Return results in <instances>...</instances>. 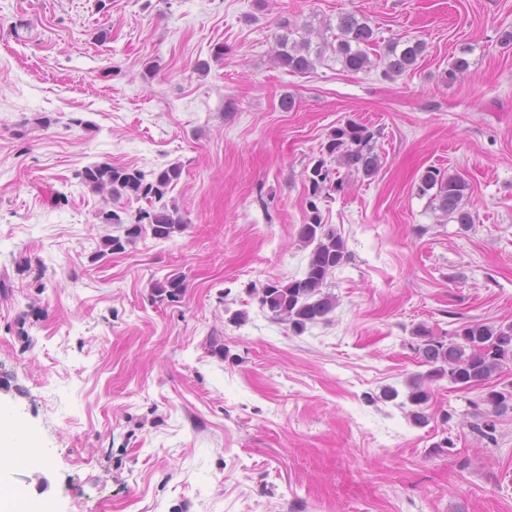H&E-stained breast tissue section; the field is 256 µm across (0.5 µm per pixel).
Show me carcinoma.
I'll use <instances>...</instances> for the list:
<instances>
[{
    "label": "carcinoma",
    "mask_w": 512,
    "mask_h": 512,
    "mask_svg": "<svg viewBox=\"0 0 512 512\" xmlns=\"http://www.w3.org/2000/svg\"><path fill=\"white\" fill-rule=\"evenodd\" d=\"M337 28L340 37L336 53L342 67L354 73L371 68L369 47L376 44L373 28L352 14L340 17ZM423 49L420 42L400 51L395 46L389 47L383 59V75L392 78L411 69ZM322 59V51L310 53V43L306 40L291 43L286 35L278 39L275 61L291 73H308ZM373 138L374 132L355 121H348L328 133L320 148V156L304 170L310 215L299 230V238L311 250L303 274L287 281H270L259 289L249 288V293L257 298L260 310L271 313L276 321L288 323V329L295 335L329 321L338 302L335 295L323 288L328 277L349 259L345 240L336 228L323 223L318 207V201L332 198V194L343 186V180L336 178L338 169L331 163L338 162L348 171L366 178L374 176L380 168V156L371 145ZM182 173L179 163L146 172L107 161L91 163L78 172L79 184L93 192H106L113 199L148 203V207L136 210L131 219L122 217L115 210L103 213L104 223L117 226L120 234L105 236L95 258L124 252L126 246L148 231L159 241L171 240L184 232L187 221L177 204L167 200ZM467 189L468 184L460 176H446L436 168L426 170L421 178L420 191L424 194L432 192V199L438 202L446 219L462 225L473 223L471 212L463 206ZM153 288L160 300L178 303L185 296L188 285L184 276L173 274L156 281ZM412 335L418 339L416 351L428 370L407 380L405 400L398 401L400 393L392 386L384 387L381 396L386 401L397 402L399 407L410 406L407 418L415 426H425L429 422L426 408L432 382L446 378L463 389H476L487 385L504 366L512 363L511 323L495 326L469 321L446 336H435L419 325ZM481 403L496 416L512 410V384L484 392L477 402L469 401L474 407Z\"/></svg>",
    "instance_id": "obj_1"
}]
</instances>
